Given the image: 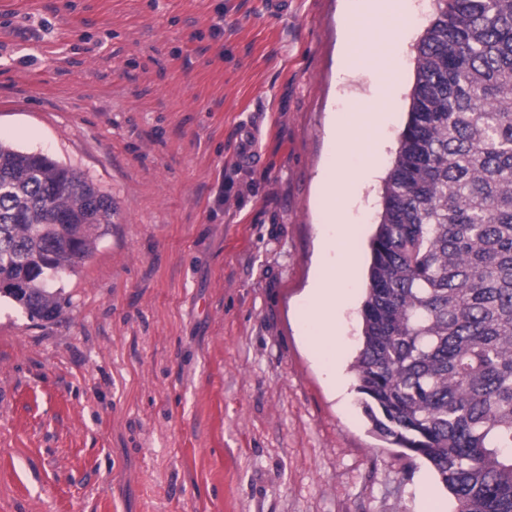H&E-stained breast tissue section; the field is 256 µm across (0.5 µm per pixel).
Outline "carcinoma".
<instances>
[{
	"label": "carcinoma",
	"instance_id": "obj_1",
	"mask_svg": "<svg viewBox=\"0 0 512 512\" xmlns=\"http://www.w3.org/2000/svg\"><path fill=\"white\" fill-rule=\"evenodd\" d=\"M371 240L353 364L372 431L427 460L456 512H512V0H436ZM112 198L0 142V296L60 314L49 278Z\"/></svg>",
	"mask_w": 512,
	"mask_h": 512
}]
</instances>
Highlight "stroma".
Wrapping results in <instances>:
<instances>
[{
  "instance_id": "1",
  "label": "stroma",
  "mask_w": 512,
  "mask_h": 512,
  "mask_svg": "<svg viewBox=\"0 0 512 512\" xmlns=\"http://www.w3.org/2000/svg\"><path fill=\"white\" fill-rule=\"evenodd\" d=\"M435 0H407L331 389L297 320L331 229L344 0H0V140L112 199L54 280L62 311L0 299V512H423L428 463L375 436L352 364L383 180ZM251 129L255 159L239 157Z\"/></svg>"
}]
</instances>
